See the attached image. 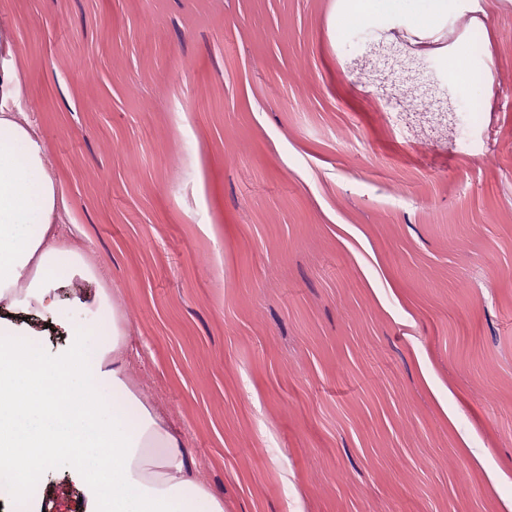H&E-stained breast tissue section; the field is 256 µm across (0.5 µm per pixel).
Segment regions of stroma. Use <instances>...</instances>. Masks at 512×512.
I'll list each match as a JSON object with an SVG mask.
<instances>
[{"instance_id":"obj_1","label":"stroma","mask_w":512,"mask_h":512,"mask_svg":"<svg viewBox=\"0 0 512 512\" xmlns=\"http://www.w3.org/2000/svg\"><path fill=\"white\" fill-rule=\"evenodd\" d=\"M347 6L0 0V25L134 391L224 512H511L512 0L341 40ZM458 53L482 111L426 71Z\"/></svg>"}]
</instances>
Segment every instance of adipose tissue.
I'll use <instances>...</instances> for the list:
<instances>
[{"label":"adipose tissue","instance_id":"1","mask_svg":"<svg viewBox=\"0 0 512 512\" xmlns=\"http://www.w3.org/2000/svg\"><path fill=\"white\" fill-rule=\"evenodd\" d=\"M453 0H351L343 21L383 22L393 14L429 24ZM11 30L0 27V498L12 512H36L42 475L70 469L89 487V512H224L223 502L177 458L181 436L125 380L121 311L96 264L60 241L65 191L19 107L24 87ZM448 75L471 111L490 91L486 71L462 55ZM93 285L92 321L59 303L74 280ZM47 319L67 344L47 353L29 317Z\"/></svg>","mask_w":512,"mask_h":512}]
</instances>
